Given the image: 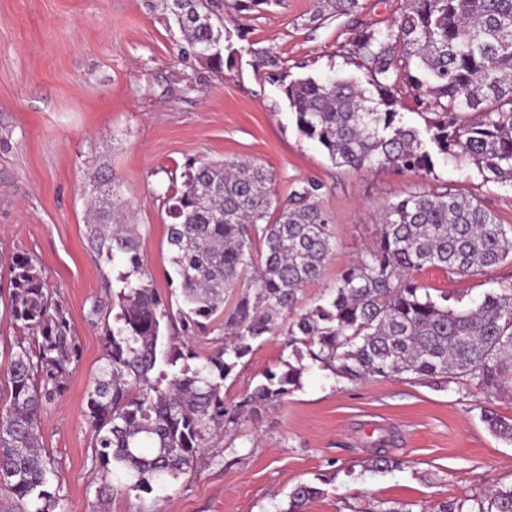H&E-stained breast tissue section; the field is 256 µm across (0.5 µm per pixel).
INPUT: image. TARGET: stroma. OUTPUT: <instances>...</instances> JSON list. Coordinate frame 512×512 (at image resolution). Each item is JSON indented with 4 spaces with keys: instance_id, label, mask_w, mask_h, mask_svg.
<instances>
[{
    "instance_id": "35a3bbf8",
    "label": "stroma",
    "mask_w": 512,
    "mask_h": 512,
    "mask_svg": "<svg viewBox=\"0 0 512 512\" xmlns=\"http://www.w3.org/2000/svg\"><path fill=\"white\" fill-rule=\"evenodd\" d=\"M215 2L226 31L247 32L246 40L235 37L238 53L221 73L184 54L164 0H0V289L9 286L8 259L36 260L81 346L64 393L41 421L42 448L60 473L61 512H282L300 482L324 490L306 512H435L511 485L512 444L481 419L486 409L512 417L511 399L402 376L349 382L315 368L282 403L213 439L178 480L146 494L114 479L100 504L85 411L103 344L87 311L115 288L123 266L92 251L87 224L91 205L108 207L110 184L139 227L143 263L167 299L179 291L168 280L165 194L193 158L261 163L282 201L306 179L324 183L320 206L333 218L337 246L322 277L304 286L307 303L372 248L384 203L414 187L447 185L512 225V189L484 182L475 166L440 161L425 174L333 165L298 132L256 55L273 49L295 78L367 84L350 58L354 32L390 25L410 0H359L352 13L322 17L316 0L247 14ZM415 278L431 295L447 292L449 305L471 307L494 282L512 280V261L478 277L426 267ZM29 339L0 296V403L9 398L10 355ZM283 355L282 337L266 339L225 381V400L236 401ZM391 431L386 451L395 465L374 471L372 444Z\"/></svg>"
}]
</instances>
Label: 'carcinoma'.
Instances as JSON below:
<instances>
[{
    "label": "carcinoma",
    "mask_w": 512,
    "mask_h": 512,
    "mask_svg": "<svg viewBox=\"0 0 512 512\" xmlns=\"http://www.w3.org/2000/svg\"><path fill=\"white\" fill-rule=\"evenodd\" d=\"M281 4L234 0L239 12ZM318 4L320 14L327 7L347 14L358 0ZM165 5L187 50L216 43L209 62L231 67L238 49L214 22L212 0ZM351 53L370 87L344 77L292 78L277 52H262L298 131L335 166L427 173L439 158L472 164L485 182L512 187V0H411L389 26L358 29ZM404 90L424 109L425 129L404 120ZM182 178L167 200L177 309L154 287L135 225H88L98 256L125 267L121 287L88 312L104 348L86 401L98 493L110 491L114 468L141 491L179 479L218 430L281 402L314 366L350 381L406 375L512 397V281L499 282L473 307L454 308L413 278L427 266L475 277L512 259V226L478 199L434 186L384 204L373 248L302 308V287L321 278L336 251L333 221L319 206L323 183L303 181L282 203L272 173L256 163L192 159ZM9 273L10 317L33 342H19L5 370L11 390L0 409V490L19 512H57L59 471L40 448L39 429L80 345L37 262L13 258ZM215 330L222 332L217 345L200 357L192 340ZM269 336L283 337L288 356L238 401L226 402L224 381ZM482 420L512 443V418L486 410ZM323 494L316 484L298 483L283 512H305ZM437 512H512V485Z\"/></svg>",
    "instance_id": "carcinoma-1"
}]
</instances>
